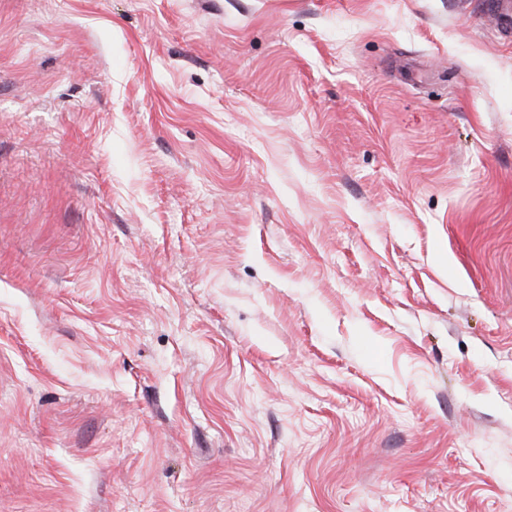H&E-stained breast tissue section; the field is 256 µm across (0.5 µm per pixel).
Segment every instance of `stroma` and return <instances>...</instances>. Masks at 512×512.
<instances>
[{
  "label": "stroma",
  "instance_id": "35a3bbf8",
  "mask_svg": "<svg viewBox=\"0 0 512 512\" xmlns=\"http://www.w3.org/2000/svg\"><path fill=\"white\" fill-rule=\"evenodd\" d=\"M0 512H512L486 0H0Z\"/></svg>",
  "mask_w": 512,
  "mask_h": 512
}]
</instances>
